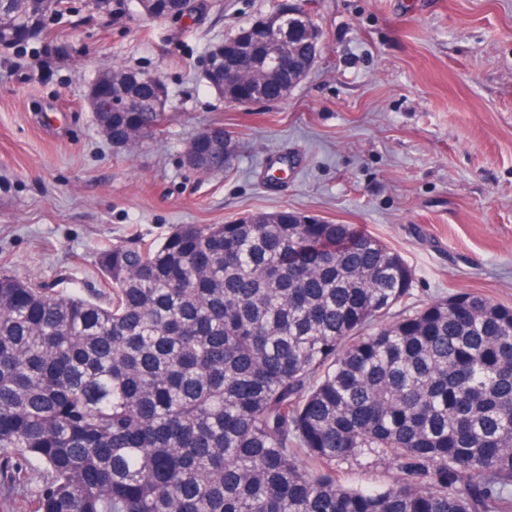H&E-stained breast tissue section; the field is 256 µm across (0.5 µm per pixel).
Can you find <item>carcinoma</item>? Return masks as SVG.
Here are the masks:
<instances>
[{"instance_id":"obj_1","label":"carcinoma","mask_w":512,"mask_h":512,"mask_svg":"<svg viewBox=\"0 0 512 512\" xmlns=\"http://www.w3.org/2000/svg\"><path fill=\"white\" fill-rule=\"evenodd\" d=\"M67 0H0L10 30ZM178 18L194 0H155ZM281 99L288 76L256 48ZM127 147L160 77L112 66ZM222 125L200 170L233 172ZM102 297L0 274V483L40 512H512V307L470 292L392 319L414 271L352 224L281 209L104 248ZM394 473L346 483L357 468Z\"/></svg>"}]
</instances>
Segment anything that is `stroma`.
Segmentation results:
<instances>
[{
  "instance_id": "stroma-1",
  "label": "stroma",
  "mask_w": 512,
  "mask_h": 512,
  "mask_svg": "<svg viewBox=\"0 0 512 512\" xmlns=\"http://www.w3.org/2000/svg\"><path fill=\"white\" fill-rule=\"evenodd\" d=\"M199 2L151 19L138 0L108 13L69 0L50 35L0 48V272L91 296L106 247L288 208L397 250L413 303L512 305V0H316V65L250 107L218 96L203 63L278 0ZM106 64L167 87L163 132L133 151L85 104ZM215 124L237 141L229 176L184 163Z\"/></svg>"
}]
</instances>
